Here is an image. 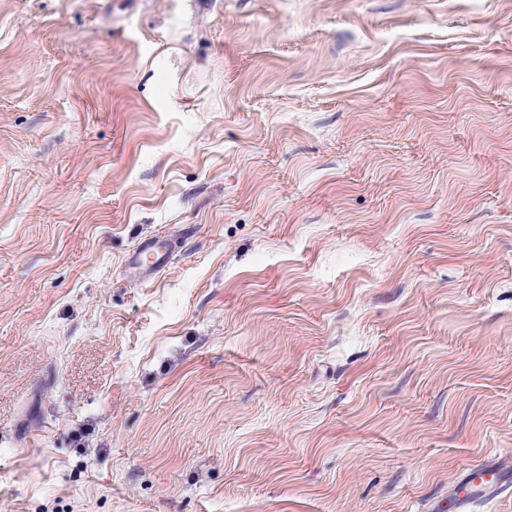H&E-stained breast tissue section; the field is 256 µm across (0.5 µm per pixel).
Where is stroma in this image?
Masks as SVG:
<instances>
[{"label":"stroma","mask_w":512,"mask_h":512,"mask_svg":"<svg viewBox=\"0 0 512 512\" xmlns=\"http://www.w3.org/2000/svg\"><path fill=\"white\" fill-rule=\"evenodd\" d=\"M509 453L512 0H0V512H434ZM157 237L143 238L128 259V269L139 278H150L161 272L172 259L174 249ZM152 256V257H151Z\"/></svg>","instance_id":"obj_1"}]
</instances>
